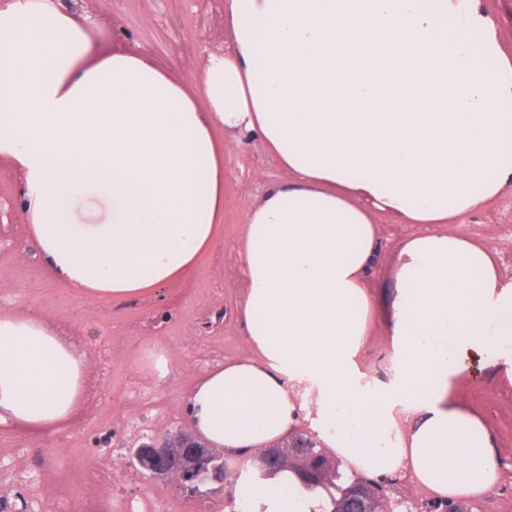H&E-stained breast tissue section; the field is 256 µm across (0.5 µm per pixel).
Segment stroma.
I'll use <instances>...</instances> for the list:
<instances>
[{"mask_svg": "<svg viewBox=\"0 0 512 512\" xmlns=\"http://www.w3.org/2000/svg\"><path fill=\"white\" fill-rule=\"evenodd\" d=\"M225 0H99V12L112 18L129 33L125 49L142 54L189 94L201 96L198 75L205 54L232 44L224 22ZM224 151V217L216 230L214 247L203 253L192 276L163 289L161 298L148 296L122 301L86 299L60 287L44 267L13 248L0 249V294L7 310L50 317L58 327L73 333L83 325L96 331L105 327L133 325L135 336L105 344L86 341L88 377L92 381L93 407L83 410L65 430L38 434L0 427V467L23 464L21 448L43 449L47 460L63 474L67 494L65 512H80L81 485L88 467L108 461L119 493L128 498L181 502L184 512H198L200 505L222 500L232 512L228 490L204 487L192 494L176 490L161 478L143 474L129 462L128 448L150 437L187 427L186 397L203 366L189 354L191 346L205 341L201 319L209 310L222 307L226 314L224 357L249 355L236 310L246 287L239 247L248 212L267 188L283 174L265 143L257 137L228 142L216 129ZM381 247L368 286L377 302L390 303L395 292L394 253L416 227L397 223L390 215L376 214ZM451 232L488 247L502 275L512 274V195L501 194L480 205L465 223ZM166 353L171 370L157 378L151 369L157 353ZM372 376L389 381L391 348L381 321H374L365 348L358 356ZM465 382L456 391L459 402L479 415L494 433L503 461L499 483L485 496L463 500L466 512H512V378L495 372L487 355L467 361ZM381 484L391 502L387 512H437L436 497L414 485L405 473L382 476Z\"/></svg>", "mask_w": 512, "mask_h": 512, "instance_id": "stroma-1", "label": "stroma"}]
</instances>
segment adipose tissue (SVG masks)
<instances>
[{"label":"adipose tissue","mask_w":512,"mask_h":512,"mask_svg":"<svg viewBox=\"0 0 512 512\" xmlns=\"http://www.w3.org/2000/svg\"><path fill=\"white\" fill-rule=\"evenodd\" d=\"M224 17L233 44L196 98L141 56L98 52L50 0L0 9V159L24 187L34 258L89 298L187 277L224 216L215 129L261 137L286 177L241 244L255 355L200 376L194 433L234 466L306 413L347 472L485 493L496 439L455 391L466 355L512 343V279L448 227L512 187V57L495 21L481 0H225ZM377 212L420 227L394 257L387 389L358 363ZM86 372L54 323L0 312V426L67 422ZM236 492L249 512L328 502L288 472Z\"/></svg>","instance_id":"adipose-tissue-1"}]
</instances>
